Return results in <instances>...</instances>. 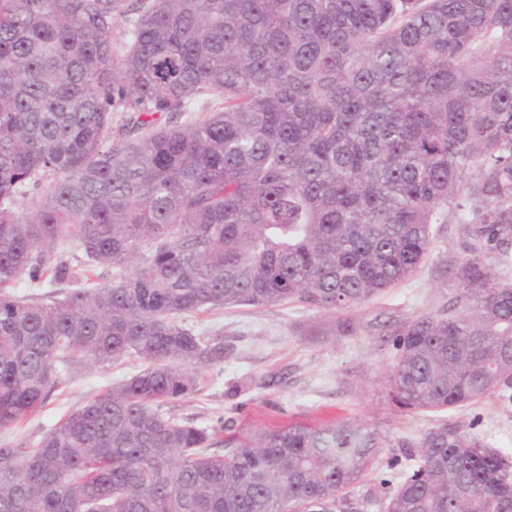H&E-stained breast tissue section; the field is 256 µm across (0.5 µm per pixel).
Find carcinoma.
Returning a JSON list of instances; mask_svg holds the SVG:
<instances>
[{"mask_svg": "<svg viewBox=\"0 0 512 512\" xmlns=\"http://www.w3.org/2000/svg\"><path fill=\"white\" fill-rule=\"evenodd\" d=\"M135 2L118 52L124 0H0V430L77 366L141 362L0 445V512H512V462L454 424L242 440L163 410L224 359L184 316L359 308L418 272L450 209L453 296L384 333L387 393L512 399V0ZM203 96L206 119L171 124ZM394 446L398 476L351 496Z\"/></svg>", "mask_w": 512, "mask_h": 512, "instance_id": "cac0c4a2", "label": "carcinoma"}]
</instances>
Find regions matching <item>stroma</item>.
Masks as SVG:
<instances>
[{
	"label": "stroma",
	"instance_id": "1",
	"mask_svg": "<svg viewBox=\"0 0 512 512\" xmlns=\"http://www.w3.org/2000/svg\"><path fill=\"white\" fill-rule=\"evenodd\" d=\"M463 253L462 226L452 214L439 225L416 276L352 311L288 302L188 316L196 331L223 340L224 359L204 369L207 385L200 394L172 403L170 412L203 425L223 421L242 439L261 427L357 420L392 440L416 443L431 428L454 423L512 457V401L493 397L452 410L408 412L390 400L384 385L394 350L380 345L379 332L385 325L447 305L451 289L440 274L443 261ZM346 319L355 324L349 335L341 332ZM138 367L129 358L72 370L31 418L0 431V445L38 441L67 413Z\"/></svg>",
	"mask_w": 512,
	"mask_h": 512
}]
</instances>
